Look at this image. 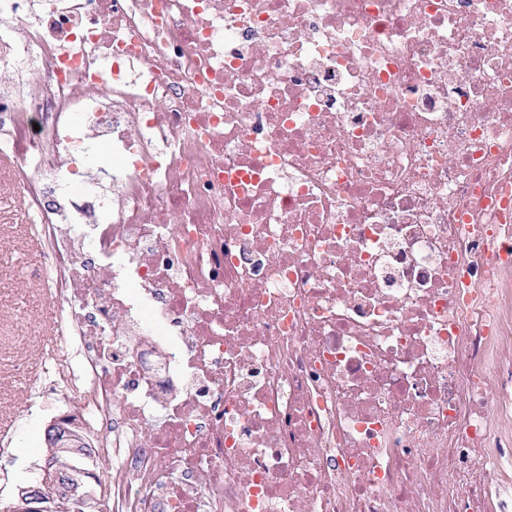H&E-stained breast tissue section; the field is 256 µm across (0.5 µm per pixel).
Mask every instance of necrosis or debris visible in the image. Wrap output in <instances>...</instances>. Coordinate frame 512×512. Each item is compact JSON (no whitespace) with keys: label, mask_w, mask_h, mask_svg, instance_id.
I'll list each match as a JSON object with an SVG mask.
<instances>
[{"label":"necrosis or debris","mask_w":512,"mask_h":512,"mask_svg":"<svg viewBox=\"0 0 512 512\" xmlns=\"http://www.w3.org/2000/svg\"><path fill=\"white\" fill-rule=\"evenodd\" d=\"M4 17L35 388L108 512H512V0Z\"/></svg>","instance_id":"1"}]
</instances>
